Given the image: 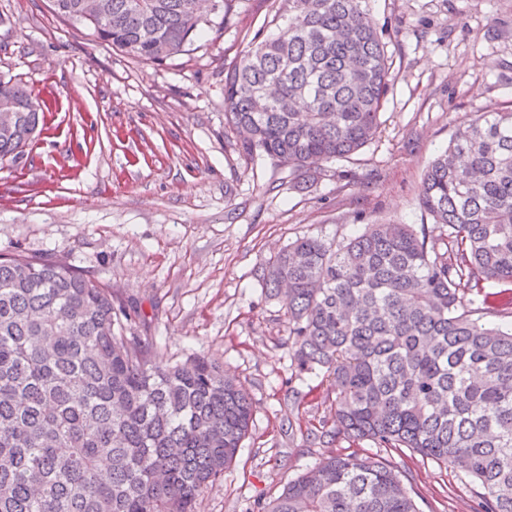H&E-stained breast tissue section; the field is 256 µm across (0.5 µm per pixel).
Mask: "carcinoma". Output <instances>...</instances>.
Returning a JSON list of instances; mask_svg holds the SVG:
<instances>
[{"label":"carcinoma","instance_id":"carcinoma-1","mask_svg":"<svg viewBox=\"0 0 512 512\" xmlns=\"http://www.w3.org/2000/svg\"><path fill=\"white\" fill-rule=\"evenodd\" d=\"M288 25L224 84L242 153L299 170L376 136L391 75L367 0H286ZM52 0L112 49L161 62L209 23L199 0ZM0 162L34 137L38 95L0 80ZM420 205L440 231L367 224L347 242L298 238L260 275L284 295L295 376L324 371L336 424L307 433L328 457L257 512H422L388 462L342 441L406 448L512 512V110L463 121L430 162ZM492 282L484 308L466 296ZM126 301L59 262L0 253V512H195L236 459L252 401L204 357L157 361L125 335Z\"/></svg>","mask_w":512,"mask_h":512}]
</instances>
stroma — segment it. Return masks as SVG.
<instances>
[{"mask_svg":"<svg viewBox=\"0 0 512 512\" xmlns=\"http://www.w3.org/2000/svg\"><path fill=\"white\" fill-rule=\"evenodd\" d=\"M282 0H227L223 23L161 63L112 51L51 0H0V78L45 102L44 123L0 163V252L62 262L117 291L159 361L205 355L249 392L251 432L197 512H250L320 462L306 434L335 420L322 374L295 379L283 298L262 266L304 236L421 226L431 160L467 119L512 108V0H369L393 64L376 137L294 172L238 152L224 79L285 27ZM366 455L409 472L422 512H475L469 479L409 450Z\"/></svg>","mask_w":512,"mask_h":512,"instance_id":"1","label":"stroma"}]
</instances>
